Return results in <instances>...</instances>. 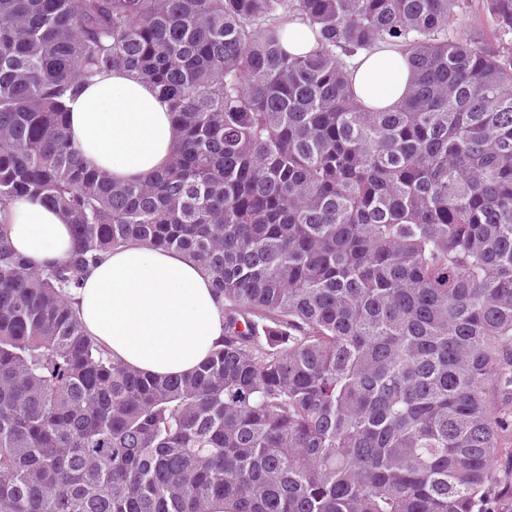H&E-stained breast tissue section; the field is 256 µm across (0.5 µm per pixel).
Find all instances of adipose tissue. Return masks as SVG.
<instances>
[{"label":"adipose tissue","mask_w":512,"mask_h":512,"mask_svg":"<svg viewBox=\"0 0 512 512\" xmlns=\"http://www.w3.org/2000/svg\"><path fill=\"white\" fill-rule=\"evenodd\" d=\"M410 70L397 51L377 49L355 62L352 88L370 108L395 106ZM72 142L88 165L113 180L143 179L166 164L175 139L167 101L133 71L105 73L67 103ZM13 249L42 269L67 259L69 227L40 199L10 208ZM85 332L112 359L157 377L196 370L224 335V304L211 278L183 253L148 244L120 248L91 267L76 292Z\"/></svg>","instance_id":"1"}]
</instances>
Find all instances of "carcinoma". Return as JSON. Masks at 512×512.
Returning <instances> with one entry per match:
<instances>
[{
  "instance_id": "cac0c4a2",
  "label": "carcinoma",
  "mask_w": 512,
  "mask_h": 512,
  "mask_svg": "<svg viewBox=\"0 0 512 512\" xmlns=\"http://www.w3.org/2000/svg\"><path fill=\"white\" fill-rule=\"evenodd\" d=\"M314 48L291 55L288 23ZM512 0H0V512H512ZM402 53L366 108L352 61ZM136 71L168 164L86 165L66 101ZM70 226L13 250L12 202ZM224 300L189 375L112 360L73 290L136 244ZM351 82L354 94L369 108L387 109L406 95L410 70L401 54L393 49H375L353 62ZM8 235L13 249L37 269L67 259L71 248L69 227L40 199L21 197L10 208Z\"/></svg>"
}]
</instances>
